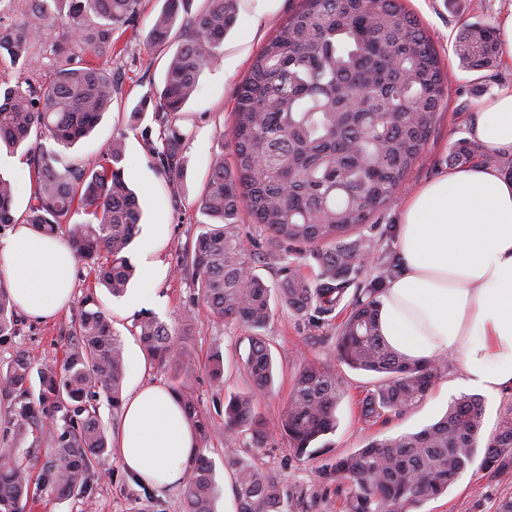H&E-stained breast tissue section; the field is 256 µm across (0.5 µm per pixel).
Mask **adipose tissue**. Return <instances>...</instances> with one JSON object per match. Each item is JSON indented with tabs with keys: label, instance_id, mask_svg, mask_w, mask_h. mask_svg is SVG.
Wrapping results in <instances>:
<instances>
[{
	"label": "adipose tissue",
	"instance_id": "1",
	"mask_svg": "<svg viewBox=\"0 0 512 512\" xmlns=\"http://www.w3.org/2000/svg\"><path fill=\"white\" fill-rule=\"evenodd\" d=\"M469 137L485 153L512 155V87L482 100ZM154 225L140 243L141 286L126 296L136 310L154 299L159 240ZM401 267L380 296L379 329L411 360L453 358L460 388L512 391V173L457 167L410 197L396 227ZM76 258L67 243L30 225L0 241V276L29 318H55L69 303ZM200 439L174 391L146 384L122 404L112 453L143 485L178 486Z\"/></svg>",
	"mask_w": 512,
	"mask_h": 512
}]
</instances>
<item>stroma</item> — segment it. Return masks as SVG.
Returning <instances> with one entry per match:
<instances>
[{
    "label": "stroma",
    "mask_w": 512,
    "mask_h": 512,
    "mask_svg": "<svg viewBox=\"0 0 512 512\" xmlns=\"http://www.w3.org/2000/svg\"><path fill=\"white\" fill-rule=\"evenodd\" d=\"M165 0H140L134 31L121 38L123 51L104 56L103 62L115 84L112 106L89 138L67 148L68 156L92 165L101 159L112 140L125 144L121 165L125 178L137 192H149L143 205L141 230L164 224L168 230L157 257L161 262L157 298L148 304L149 312L173 330L190 322L185 340L187 350L169 365L145 362L133 334L135 312L127 310L123 299L112 297L96 285L84 261H77L73 297L54 320L38 323L21 318L16 335L0 340V363H8L17 353L30 352L36 364H56L63 358L68 331L77 321L86 297H94L99 307L112 316L114 329L125 346L126 387L158 382L171 389L190 388L210 422L205 442L206 454L217 474H224V396L226 391H248L250 381L244 369L248 353L245 329L231 321L215 319L197 301L188 275L178 271L182 253L192 246L201 230L198 199L211 172L214 156H232L230 111L237 87L250 72L251 63L264 42L300 6L301 0H240L238 20L220 47L222 63L203 70L198 89L178 115L176 123L186 134L184 172L178 189H171L155 158L159 123L146 101L155 97L163 79L171 48L149 50L146 35ZM407 9L418 16L433 40L441 62L455 80L449 88L435 128L420 159L410 170L392 205L373 214L361 233L376 246L373 260L356 277L368 282L378 275L385 257L395 253L396 225L400 211L421 186L435 180L449 168L448 153L460 138L466 137L475 105L501 87L512 86V60L499 58L489 71L471 72L462 68L455 53L458 34L464 24L481 19L496 24L512 12V0H404ZM231 68H224V61ZM143 106L140 119H133L136 106ZM266 336L274 357V382L257 402L267 421L268 434L263 447H255L249 434L238 435L241 455L262 470L277 476L289 495L288 512H344L346 490L339 483L322 481L318 472L328 458L349 454L373 439L416 432L436 421L457 396L455 382L459 364L449 360L447 372L420 403L401 414L363 423L357 402L371 389L373 378L343 365L335 370L343 381L336 414L335 433L326 436V452L312 457H295L277 428L294 377L302 360L326 362L336 340V325H314L308 316L276 308ZM221 350L226 365L223 385H216L205 369L213 350ZM512 497V472L489 478L478 466L469 467L442 495L421 502L413 512H495L498 502ZM181 488L156 489L131 478L113 455L94 463L82 492L69 496H42L31 512H184Z\"/></svg>",
    "instance_id": "obj_1"
}]
</instances>
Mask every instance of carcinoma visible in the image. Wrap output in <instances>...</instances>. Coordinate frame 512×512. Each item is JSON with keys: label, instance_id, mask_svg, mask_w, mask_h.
<instances>
[{"label": "carcinoma", "instance_id": "cac0c4a2", "mask_svg": "<svg viewBox=\"0 0 512 512\" xmlns=\"http://www.w3.org/2000/svg\"><path fill=\"white\" fill-rule=\"evenodd\" d=\"M139 0H31L23 24L0 29V56L27 69L25 88L0 94V143L24 150L36 177L35 203L25 222L52 235L76 214L67 242L95 279L115 298L125 295L134 275L129 248L138 232L143 201L119 166L123 144L112 141L91 167L48 149L49 139L68 148L88 136L112 105L114 84L99 62L117 51L114 34L134 25ZM187 0H165L146 42L169 44L180 13L183 45L171 56L163 87L156 94L160 120L158 161L170 185L184 170L186 134L176 116L194 95L203 68L215 64L224 37L236 25L237 0H208L205 11L187 13ZM60 24L61 38L45 47L51 56L48 80L32 52L47 27ZM463 67L495 66L499 43L492 27L475 21L458 38ZM450 73L419 20L403 0H302L262 46L249 75L239 84L230 112L234 160L215 156L198 199L206 218L194 247L178 269L188 274L197 300L215 318L236 321L249 331L245 393L224 401V427L250 432L259 446L267 426L256 394L273 385V360L264 330L272 303L316 320L330 321L336 309L348 314L337 326L334 358L353 370L378 375L374 390L360 400V418L374 424L421 402L448 370V360L409 361L393 350L378 325L379 294L397 264L384 263L378 279L355 289L344 302L371 241L356 236L374 213L386 209L419 159L448 95ZM451 163L506 169L512 159L491 156L459 139ZM14 187L0 174V226L14 223ZM266 232L267 249L257 252L239 232L242 211ZM314 262L310 279L293 264ZM280 266L283 278L268 285L255 273L258 260ZM136 327L147 357L164 365L184 352L171 328L151 313ZM17 331L15 304L0 286V338ZM208 369L224 382V361L215 351ZM124 380V347L102 309L81 312L67 336L59 365L34 368L26 351L0 366V394L11 399L5 429L23 441L38 429L49 445L40 485L47 494L80 490L94 461L109 452V438L89 399L102 393L119 410ZM200 441L209 434L207 418L193 392H177ZM341 379L327 363L303 362L278 421L297 457L336 431ZM481 398L463 396L438 421L418 432L375 439L338 456L320 471L328 482L347 486L348 512H409L435 497L471 466L484 448L481 469L496 476L512 469V410L481 441ZM224 467L234 476L237 512H288V495L276 476L259 470L235 448H224ZM31 477L17 448H0V512H25L32 498ZM185 512H216L219 490L211 459L199 453L183 478Z\"/></svg>", "mask_w": 512, "mask_h": 512}]
</instances>
